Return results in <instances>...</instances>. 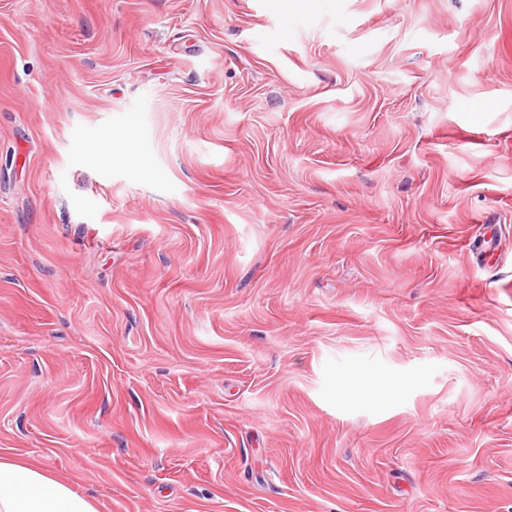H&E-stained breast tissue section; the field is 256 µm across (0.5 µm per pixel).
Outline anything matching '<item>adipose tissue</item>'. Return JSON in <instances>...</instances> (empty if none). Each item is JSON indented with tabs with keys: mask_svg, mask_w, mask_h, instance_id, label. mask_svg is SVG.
<instances>
[{
	"mask_svg": "<svg viewBox=\"0 0 512 512\" xmlns=\"http://www.w3.org/2000/svg\"><path fill=\"white\" fill-rule=\"evenodd\" d=\"M0 512H97L93 502L53 472L0 454Z\"/></svg>",
	"mask_w": 512,
	"mask_h": 512,
	"instance_id": "adipose-tissue-1",
	"label": "adipose tissue"
}]
</instances>
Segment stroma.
Here are the masks:
<instances>
[{"mask_svg": "<svg viewBox=\"0 0 512 512\" xmlns=\"http://www.w3.org/2000/svg\"><path fill=\"white\" fill-rule=\"evenodd\" d=\"M4 453L512 512V0H0Z\"/></svg>", "mask_w": 512, "mask_h": 512, "instance_id": "1", "label": "stroma"}]
</instances>
